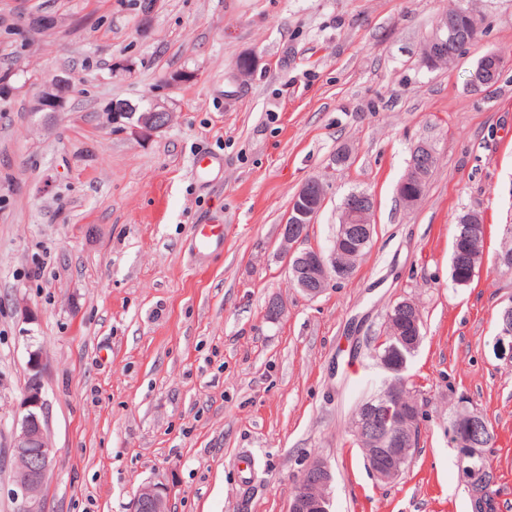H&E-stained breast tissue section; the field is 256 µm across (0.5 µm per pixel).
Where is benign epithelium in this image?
Returning a JSON list of instances; mask_svg holds the SVG:
<instances>
[{"label":"benign epithelium","mask_w":512,"mask_h":512,"mask_svg":"<svg viewBox=\"0 0 512 512\" xmlns=\"http://www.w3.org/2000/svg\"><path fill=\"white\" fill-rule=\"evenodd\" d=\"M461 13L443 14L435 33L428 41L425 62L429 65L457 58L460 44L469 42V36L460 28ZM501 73L499 56L486 54L478 64L472 83L476 87L496 82ZM67 80L52 74L43 79L33 102L34 112L60 113L66 110V99L57 94V89ZM166 107L150 112H129L124 104L113 103L112 112L106 120L120 124L136 139H147L165 127L162 123ZM433 161L431 148L420 143L413 149L410 170L399 184L397 192L406 204L418 201V197L407 191L406 186L424 173ZM325 199L322 183L313 179L299 190L293 199L292 208L280 226V257L288 270L291 282L305 295L318 296L332 280L348 278V270L341 257L359 250L360 244L372 237L371 214L374 209L372 197L364 192L348 195L341 208V220L336 238L329 251L315 247L300 248L307 238V226L313 223ZM420 315L409 301L395 304L386 316V334L391 337L387 351L380 356V363L391 373L402 372L404 364L399 362L402 350L419 346L422 336L419 327ZM494 350L498 357L512 359V306L506 307L501 325L495 336ZM28 368L31 381L25 389L19 406L13 439L15 462L16 496L19 512H42V489L47 472L54 461L46 429L41 419L44 400L41 377L44 363L40 348L30 350ZM388 404L383 403L366 412L355 421V430L362 447L369 449L367 461L372 474L382 482L397 479L404 471L406 455L416 447L420 436L421 416L401 414V428L394 432L387 428L382 418ZM485 422L483 414L468 410L460 416L449 431V443L457 448L458 463L464 483L469 490L472 512H491L494 502L490 488L494 485V473L481 478L470 474L464 462L473 456L485 453ZM332 482L329 466L322 460L312 461L294 491L290 512H329L328 488ZM135 512H167V491L158 484L142 486L136 495Z\"/></svg>","instance_id":"1"}]
</instances>
